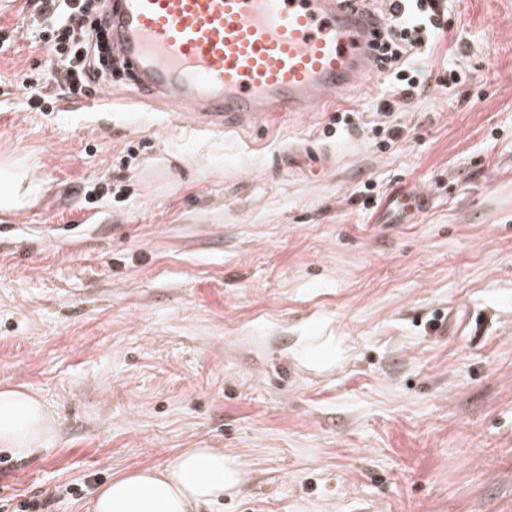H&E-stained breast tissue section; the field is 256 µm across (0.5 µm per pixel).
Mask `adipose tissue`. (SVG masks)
<instances>
[{"label": "adipose tissue", "instance_id": "obj_1", "mask_svg": "<svg viewBox=\"0 0 512 512\" xmlns=\"http://www.w3.org/2000/svg\"><path fill=\"white\" fill-rule=\"evenodd\" d=\"M44 192L31 159L0 158V211L19 212ZM53 427L31 391L0 390V447L27 458L42 449ZM248 481L245 464L218 448H185L164 465L120 474L94 494L92 512H193L195 506L238 494Z\"/></svg>", "mask_w": 512, "mask_h": 512}]
</instances>
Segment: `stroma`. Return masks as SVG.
<instances>
[{
  "mask_svg": "<svg viewBox=\"0 0 512 512\" xmlns=\"http://www.w3.org/2000/svg\"><path fill=\"white\" fill-rule=\"evenodd\" d=\"M447 3L420 65L467 79L395 110L380 151L377 83L350 127L198 132L123 79L99 111L67 94L32 0H0V157L45 183L0 212V389L55 422L27 459L0 448V505L90 512L117 472L221 448L249 481L199 512H512V0ZM45 71L35 112L24 79ZM368 181L434 196L389 223ZM301 336L348 357L309 370Z\"/></svg>",
  "mask_w": 512,
  "mask_h": 512,
  "instance_id": "obj_1",
  "label": "stroma"
}]
</instances>
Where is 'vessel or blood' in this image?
I'll use <instances>...</instances> for the list:
<instances>
[{
    "instance_id": "1",
    "label": "vessel or blood",
    "mask_w": 512,
    "mask_h": 512,
    "mask_svg": "<svg viewBox=\"0 0 512 512\" xmlns=\"http://www.w3.org/2000/svg\"><path fill=\"white\" fill-rule=\"evenodd\" d=\"M113 62L147 101L201 127L301 115L362 94L380 70L384 30L360 0H112ZM427 193H395L419 210Z\"/></svg>"
}]
</instances>
